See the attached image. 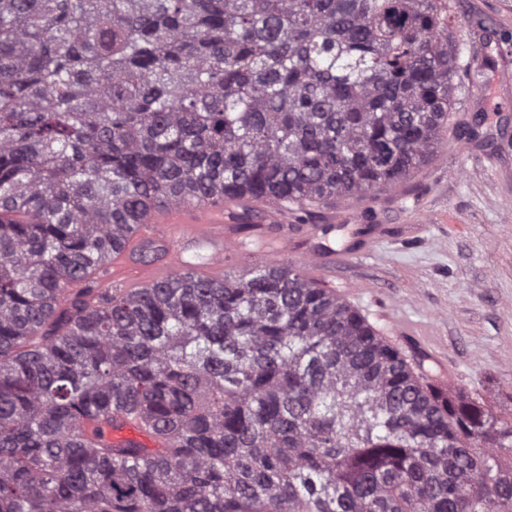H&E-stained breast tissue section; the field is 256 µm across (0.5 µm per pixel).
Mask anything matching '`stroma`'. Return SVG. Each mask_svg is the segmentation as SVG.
Returning a JSON list of instances; mask_svg holds the SVG:
<instances>
[{
    "label": "stroma",
    "mask_w": 512,
    "mask_h": 512,
    "mask_svg": "<svg viewBox=\"0 0 512 512\" xmlns=\"http://www.w3.org/2000/svg\"><path fill=\"white\" fill-rule=\"evenodd\" d=\"M459 48L456 80L467 91L455 128L429 162L396 186L293 216L312 228L346 224L353 255L308 259L305 241L283 255L359 310L405 354L461 387L479 388L494 410L512 408V0H450ZM477 89H469L471 77ZM487 114L483 124L476 115ZM382 235L360 255L362 225ZM420 328L400 337L395 320Z\"/></svg>",
    "instance_id": "obj_1"
}]
</instances>
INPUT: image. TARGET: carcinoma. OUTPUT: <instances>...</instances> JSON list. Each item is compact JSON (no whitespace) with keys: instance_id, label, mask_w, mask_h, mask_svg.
I'll list each match as a JSON object with an SVG mask.
<instances>
[{"instance_id":"cac0c4a2","label":"carcinoma","mask_w":512,"mask_h":512,"mask_svg":"<svg viewBox=\"0 0 512 512\" xmlns=\"http://www.w3.org/2000/svg\"><path fill=\"white\" fill-rule=\"evenodd\" d=\"M448 11L0 0V512H512V411L303 267L97 278L157 204L304 211L425 165L462 92ZM123 416L155 447L108 441Z\"/></svg>"}]
</instances>
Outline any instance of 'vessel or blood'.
Masks as SVG:
<instances>
[{"label":"vessel or blood","mask_w":512,"mask_h":512,"mask_svg":"<svg viewBox=\"0 0 512 512\" xmlns=\"http://www.w3.org/2000/svg\"><path fill=\"white\" fill-rule=\"evenodd\" d=\"M229 219L230 214L219 199L200 206L176 207L165 203L153 207L135 234L113 253L107 275L115 285L124 288H139L165 280L182 272L184 255L204 243L211 256L202 274L213 282H222L225 256L241 251L240 246L229 242L224 232V224ZM150 242L163 246L164 260H138L140 247Z\"/></svg>","instance_id":"1"}]
</instances>
